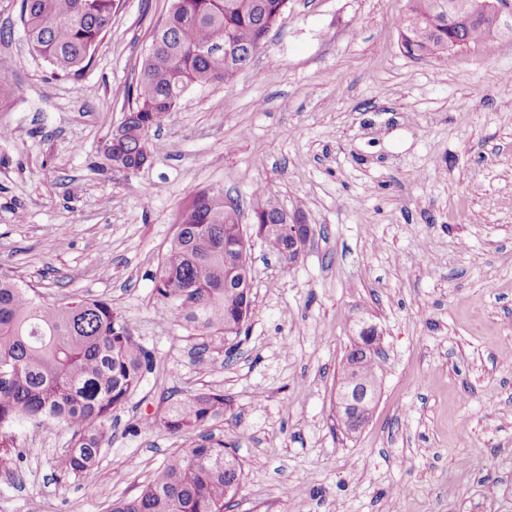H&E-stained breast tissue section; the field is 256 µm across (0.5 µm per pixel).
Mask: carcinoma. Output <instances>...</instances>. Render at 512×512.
Returning <instances> with one entry per match:
<instances>
[{
    "label": "carcinoma",
    "instance_id": "1",
    "mask_svg": "<svg viewBox=\"0 0 512 512\" xmlns=\"http://www.w3.org/2000/svg\"><path fill=\"white\" fill-rule=\"evenodd\" d=\"M115 0H21L27 45L60 76L90 65L112 22ZM288 0H171L152 33L123 121L105 141L111 163L137 169L146 159L151 131L175 110L185 92L231 82L262 48L283 18ZM404 52L428 59L448 52V34L466 47L492 37L481 24L448 26L445 0H408L400 17ZM238 202L222 191H200L175 217V232L155 280L156 313L179 323L229 361L252 313L245 287L227 285L224 250L236 239L225 223ZM254 222L277 224L284 207L272 194L252 207ZM375 332H362L348 358L361 387L377 385L371 348ZM155 365L126 318L103 299L64 298L52 303L12 271L0 267V473L17 475L22 462L19 426L35 423L70 433L56 460L60 477L89 473L109 441L112 418L123 409ZM164 410L143 421L177 437H193L170 453L154 479L109 512H228L235 507L243 468L236 448L209 432L231 402L224 392L202 389L170 394Z\"/></svg>",
    "mask_w": 512,
    "mask_h": 512
}]
</instances>
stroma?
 Wrapping results in <instances>:
<instances>
[{
	"label": "stroma",
	"instance_id": "1",
	"mask_svg": "<svg viewBox=\"0 0 512 512\" xmlns=\"http://www.w3.org/2000/svg\"><path fill=\"white\" fill-rule=\"evenodd\" d=\"M171 0H119L88 69L58 76L0 0V267L48 299L101 298L157 358L118 413L98 466L57 480L70 435L25 427L20 483L0 512H107L186 439L160 426L166 394L232 402L214 436L244 478L233 512H512V36L418 60L407 0H288L231 85L189 89L127 176L102 152ZM223 189L260 193L312 233L286 265L251 243L253 313L231 363L154 312L175 215ZM386 357L365 427L335 393L359 328ZM406 494H397V487Z\"/></svg>",
	"mask_w": 512,
	"mask_h": 512
}]
</instances>
